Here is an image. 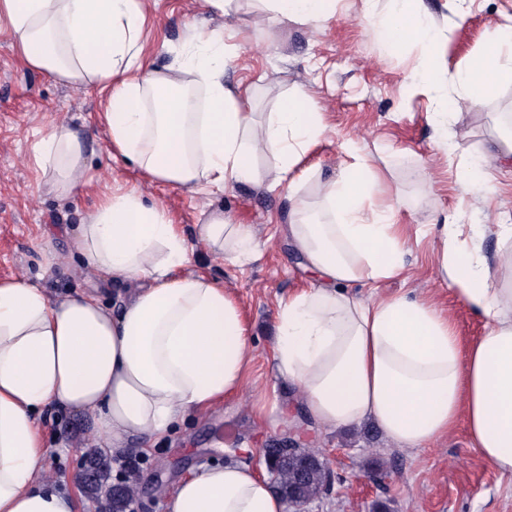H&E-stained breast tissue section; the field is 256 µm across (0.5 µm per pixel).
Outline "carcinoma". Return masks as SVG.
<instances>
[{
	"label": "carcinoma",
	"instance_id": "1",
	"mask_svg": "<svg viewBox=\"0 0 512 512\" xmlns=\"http://www.w3.org/2000/svg\"><path fill=\"white\" fill-rule=\"evenodd\" d=\"M88 470L96 480L86 484L92 495L100 496L102 512H126L133 501L134 488L111 483L112 461L100 450L87 453ZM327 461L315 450L300 448L292 456L274 461L270 483L276 493L288 503L300 505L325 492L328 484Z\"/></svg>",
	"mask_w": 512,
	"mask_h": 512
}]
</instances>
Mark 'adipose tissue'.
I'll use <instances>...</instances> for the list:
<instances>
[{"label": "adipose tissue", "mask_w": 512, "mask_h": 512, "mask_svg": "<svg viewBox=\"0 0 512 512\" xmlns=\"http://www.w3.org/2000/svg\"><path fill=\"white\" fill-rule=\"evenodd\" d=\"M204 2L223 27L194 32L185 56L162 70L145 52L140 0H0V27L29 68L106 91L107 159L211 196L265 180L284 190L292 206L286 236L314 279L278 301L273 359L314 424L372 422L397 447L427 448L462 420L470 448L512 482V288L499 286L480 248H463L454 222L412 230L395 223L394 205L366 210L376 180L367 158L320 184L328 220L310 216L302 160L326 129L323 114L298 89L258 122L224 82L236 0ZM263 2L274 17L309 25L328 20L336 4ZM362 12L389 53L426 47L413 85L458 87L432 115L439 142L448 139L449 118L512 84L511 26L495 27L463 69L447 74L435 61L441 36L424 0H388L381 16L375 0H362ZM192 86L204 89V107L190 100ZM84 140L80 129L54 125L34 146L59 197L84 185ZM260 154L276 161L264 174L255 166ZM428 235L442 279L485 322V335L469 344L430 299L355 293L407 278L412 244ZM198 245L239 267L262 255L252 225L229 223L223 211L198 225L191 246L162 204L116 186L97 195L75 247L85 268L123 289L119 311L88 294L53 300L27 279L0 280V512H77L72 493L37 480L48 452L38 416L47 407L93 415L97 439L117 450L132 436L158 441L187 412L241 393L248 331L228 289L192 270ZM164 509L288 512L266 476L235 461L183 478Z\"/></svg>", "instance_id": "1"}]
</instances>
